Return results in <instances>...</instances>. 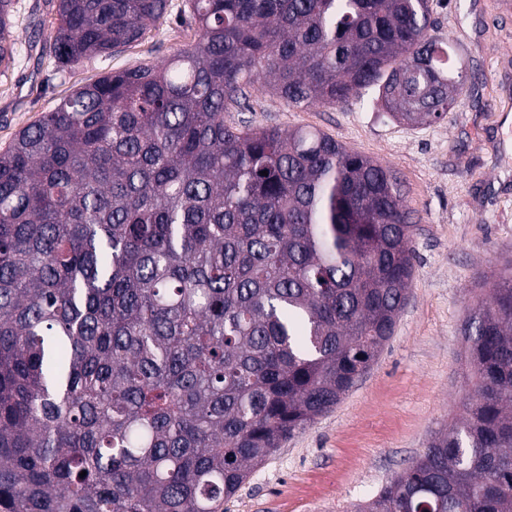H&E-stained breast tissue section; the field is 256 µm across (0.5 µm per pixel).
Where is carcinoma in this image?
<instances>
[{"label":"carcinoma","mask_w":512,"mask_h":512,"mask_svg":"<svg viewBox=\"0 0 512 512\" xmlns=\"http://www.w3.org/2000/svg\"><path fill=\"white\" fill-rule=\"evenodd\" d=\"M48 3L60 68L169 8ZM13 13L0 0V67ZM181 19L194 39L166 63L79 87L0 151V512H224L370 369L406 302L392 170L224 111L257 88L439 122L466 76L430 0H185ZM463 331L464 415L355 512H512L511 262Z\"/></svg>","instance_id":"carcinoma-1"}]
</instances>
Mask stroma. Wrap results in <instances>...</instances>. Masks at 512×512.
Masks as SVG:
<instances>
[{
    "label": "stroma",
    "instance_id": "35a3bbf8",
    "mask_svg": "<svg viewBox=\"0 0 512 512\" xmlns=\"http://www.w3.org/2000/svg\"><path fill=\"white\" fill-rule=\"evenodd\" d=\"M139 44L57 71L42 52L45 0H17L18 50L0 69V149L62 98L109 73L161 64L193 37L182 0ZM434 39L449 42L466 88L429 126L393 121L370 100L292 107L251 91L224 123L320 130L397 176L411 211L415 272L395 331L370 370L326 415L255 468L224 512H353L463 414V324L512 262V0H433Z\"/></svg>",
    "mask_w": 512,
    "mask_h": 512
}]
</instances>
